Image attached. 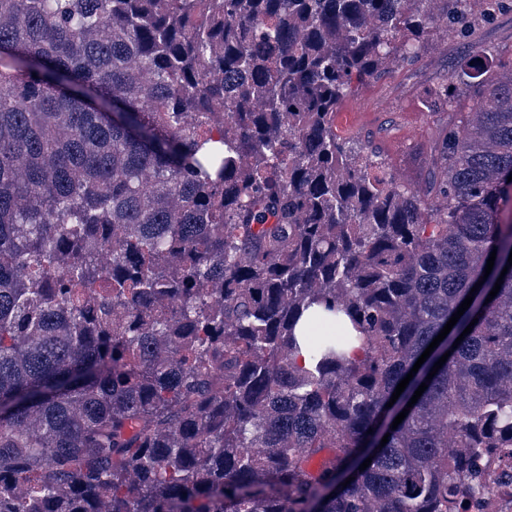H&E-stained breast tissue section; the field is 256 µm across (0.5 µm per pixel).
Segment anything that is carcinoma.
Segmentation results:
<instances>
[{
	"label": "carcinoma",
	"instance_id": "cac0c4a2",
	"mask_svg": "<svg viewBox=\"0 0 512 512\" xmlns=\"http://www.w3.org/2000/svg\"><path fill=\"white\" fill-rule=\"evenodd\" d=\"M508 11L0 0V512H448L483 492L477 464L512 448V57L471 38ZM438 16L470 64L427 91L442 127L417 189L336 113L418 62Z\"/></svg>",
	"mask_w": 512,
	"mask_h": 512
}]
</instances>
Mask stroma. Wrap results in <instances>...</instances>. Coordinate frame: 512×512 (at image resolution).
Returning <instances> with one entry per match:
<instances>
[{
  "mask_svg": "<svg viewBox=\"0 0 512 512\" xmlns=\"http://www.w3.org/2000/svg\"><path fill=\"white\" fill-rule=\"evenodd\" d=\"M429 41L432 48L419 62L362 86L341 103L336 116L340 133L375 134L389 167L411 185L423 183L426 148L436 135V121L424 106L423 91L467 60L458 39L443 40L433 32Z\"/></svg>",
  "mask_w": 512,
  "mask_h": 512,
  "instance_id": "obj_1",
  "label": "stroma"
}]
</instances>
